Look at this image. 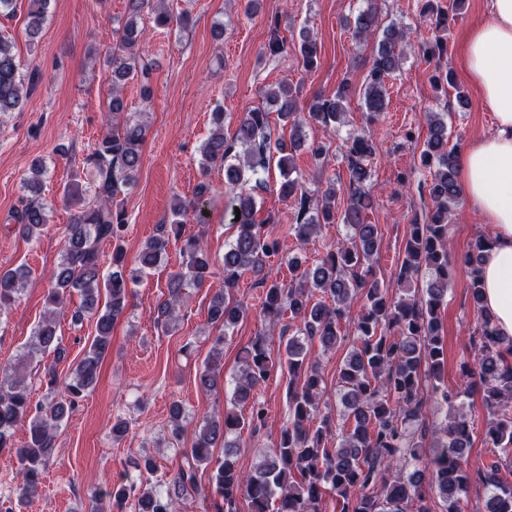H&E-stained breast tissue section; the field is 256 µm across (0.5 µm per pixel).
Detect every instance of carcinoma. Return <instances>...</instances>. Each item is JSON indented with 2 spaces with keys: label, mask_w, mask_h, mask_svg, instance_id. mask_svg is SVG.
Here are the masks:
<instances>
[{
  "label": "carcinoma",
  "mask_w": 512,
  "mask_h": 512,
  "mask_svg": "<svg viewBox=\"0 0 512 512\" xmlns=\"http://www.w3.org/2000/svg\"><path fill=\"white\" fill-rule=\"evenodd\" d=\"M27 32L35 38L46 18L49 0H28ZM148 0H127V18L119 42L104 62V73L112 87L110 109L112 129L98 141L88 161L96 169L98 183L93 205L67 190V196L83 204L73 223L66 225L64 254L52 270L48 299L63 305L76 291L80 305L70 313L79 324L93 315L96 335L84 356L71 371L60 399L32 406L26 376L14 367H0V450L14 448L15 429L28 424V438L15 453L21 465L22 484L18 501L25 502L40 493L45 469L54 453V442L61 423L98 379L100 365L109 351L112 329L127 305L129 284L154 268L166 253L169 237L181 236V217L186 208L172 209L169 229L146 241L140 251L139 267L126 270L121 244L126 225L124 212L114 205L122 188L129 186L141 163L145 126L126 119L123 86L133 80L146 84L151 65L128 62L126 54L138 45L143 29L142 12ZM382 0H367L350 26L355 39L378 37L372 66L360 89L361 107L366 120L377 119L387 107L386 80L400 69L405 39L393 25L380 28ZM461 0L446 6L428 2L422 14L438 35L431 44L419 46L423 56L435 57L444 51L440 33L448 30L449 13L457 12ZM300 54L306 70L317 65L316 41L301 35ZM350 84L343 82L332 97H318L300 116L298 93L283 83L265 92L267 104L275 107L279 118L289 126V140H272L269 110L254 108L244 112L235 135L224 137V112H212L214 130L201 147L203 165L224 168V186L232 193L226 208L230 210L235 238L224 252V290L217 293L210 308V321L222 330L247 318L248 312L233 301L241 276L250 271L259 274L267 258L280 252V243L268 237L256 222L257 202L253 194L263 182L273 153L282 182L280 194L294 200L295 238L308 240L322 224L334 216L338 189L329 182L321 194L310 193L304 177L297 174L294 152L305 145L315 166L323 164L326 148L321 143L305 144L302 128L306 122L325 126L345 122ZM23 105V78L8 40L0 38V112H13ZM446 113L428 112V136L420 154L421 164L431 170V181L419 185V193L428 195L430 210L424 222L413 221L405 242L404 257L396 272V285L404 288L430 274L426 288L414 293H390L373 266L379 252L381 233L378 225L365 221L371 208L368 165L376 155L371 141L361 134L347 141L345 159L349 186L347 205L341 221L349 229L348 238L329 248L310 268H301L296 259L288 261L293 281L288 287L272 282L264 288L259 318L272 328L290 313L298 322L288 334L285 353L277 358L265 337L257 336L244 349L242 368L236 378L231 404L249 406L248 414L224 410L220 417H206L195 433L192 446L184 451V462L173 480L174 491L162 495L151 484L117 485L112 497L117 503L134 495L138 512H176V499L185 492H199L197 470L212 466L209 493L213 512H239L238 500L249 502V512H322L321 503L332 492L340 512H407V504L416 501V512H431L422 493L428 478L431 487L446 504V512H463L472 485L484 489L480 512H512V481L504 477L505 458L512 455V337L499 334L493 314L483 303L481 268L486 252L493 244L488 233L478 236L463 257L469 273V290L478 314V340L472 360L460 365L464 390L450 392L440 388L444 349L439 337L440 308L448 294V268L451 244L448 239V211L457 205L462 189L457 180L458 156L448 148ZM240 213H235V210ZM46 223L43 204L25 205L20 217L22 234L31 239ZM114 243L112 273L100 270L99 244ZM182 268L169 280V298L157 308V320L169 327L179 317L182 288L190 281L196 285L209 274L210 254L196 237L183 240ZM24 267H0V313L9 309L23 289ZM105 304H100L101 298ZM360 297L364 304L351 317V303ZM57 310L42 319L34 333L28 353H52L54 360L45 368L48 386L57 384L56 364L66 355L57 336ZM353 323L352 348L339 370L338 384L342 409L322 412L324 379L319 364L307 358L302 340L318 341L330 350L345 341L343 326ZM224 336L215 339L210 360L199 374V385L211 392L219 388L217 359ZM288 372V426L279 442L258 467L243 473L236 465L238 445L229 436L245 427L257 429L267 420V407L255 394L274 368ZM474 389L483 392V404L489 416L485 436L493 445L494 457L480 465L470 464L465 449L472 440L474 423L463 412L464 396ZM440 397L447 408L445 423L429 428L425 422L431 396ZM342 420L341 439L331 447L336 420ZM433 439L437 452L430 464L421 469L420 449ZM222 445L224 454L215 459L213 450Z\"/></svg>",
  "instance_id": "carcinoma-1"
}]
</instances>
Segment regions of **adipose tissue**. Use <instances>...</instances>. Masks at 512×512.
<instances>
[{
	"label": "adipose tissue",
	"instance_id": "ef3b65f1",
	"mask_svg": "<svg viewBox=\"0 0 512 512\" xmlns=\"http://www.w3.org/2000/svg\"><path fill=\"white\" fill-rule=\"evenodd\" d=\"M489 14L469 31L463 59L496 126L469 146L458 176L494 238L483 265L484 303L500 334L512 337V0H491Z\"/></svg>",
	"mask_w": 512,
	"mask_h": 512
}]
</instances>
